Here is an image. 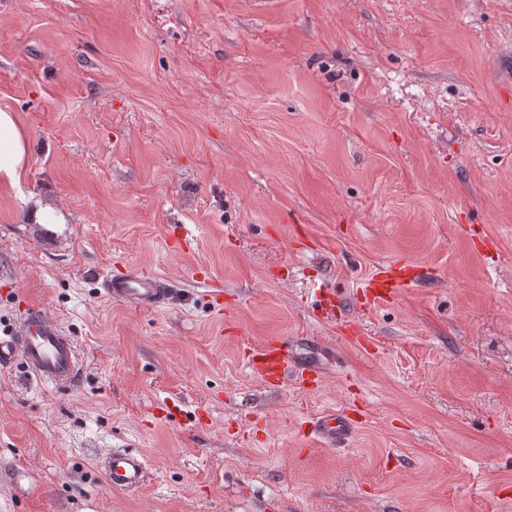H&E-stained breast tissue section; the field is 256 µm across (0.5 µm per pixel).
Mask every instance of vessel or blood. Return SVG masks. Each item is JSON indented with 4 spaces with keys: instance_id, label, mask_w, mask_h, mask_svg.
Masks as SVG:
<instances>
[{
    "instance_id": "obj_1",
    "label": "vessel or blood",
    "mask_w": 512,
    "mask_h": 512,
    "mask_svg": "<svg viewBox=\"0 0 512 512\" xmlns=\"http://www.w3.org/2000/svg\"><path fill=\"white\" fill-rule=\"evenodd\" d=\"M422 281L419 265L404 261L380 264L363 282L364 307L371 308L390 302ZM104 293L112 300L136 307L163 306L170 293L169 283L156 275L138 270H127L106 280ZM318 316L327 323H341L353 342L359 347L369 345L362 336L356 320L340 313V303L333 290L317 288ZM21 361L38 380L55 384L71 382L77 373V347L60 323L38 304L28 305L17 328L9 337H0V366ZM250 371L272 389L295 381L300 387L318 386V368L300 365L291 358L285 341L274 338L253 349L247 355ZM357 420L351 410L330 411L318 416L312 424L315 437L336 446L347 441L355 432ZM106 483L115 490H133L145 477L147 464L141 455L113 449L100 463Z\"/></svg>"
}]
</instances>
